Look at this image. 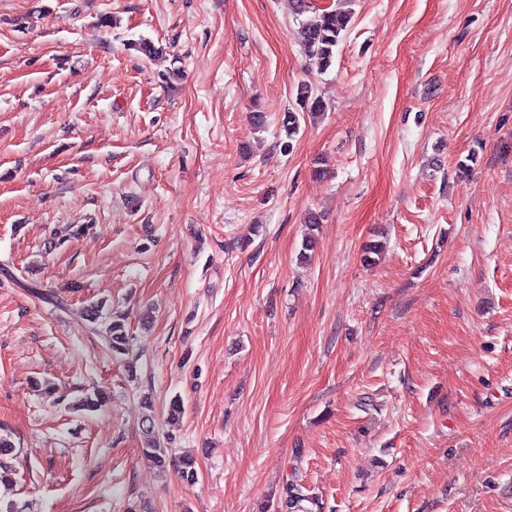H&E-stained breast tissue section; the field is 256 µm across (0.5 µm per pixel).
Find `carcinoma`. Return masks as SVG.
I'll return each mask as SVG.
<instances>
[{"mask_svg": "<svg viewBox=\"0 0 512 512\" xmlns=\"http://www.w3.org/2000/svg\"><path fill=\"white\" fill-rule=\"evenodd\" d=\"M295 13L306 15L303 21V52L306 57L318 62L321 70H328L335 59L336 47L342 41L350 22L346 13L314 10L309 0H292ZM324 101L313 95L312 88L301 84L296 92V108L288 111L282 118V128L286 136L291 138L300 129L301 122L311 119L325 111ZM103 306L99 303L91 304L87 308L88 321L98 330L104 347L116 358L127 354L130 346V337L124 319L114 316L104 320ZM106 403V395L95 390L77 401L75 408L83 411H97ZM143 409L144 446L141 448L142 456L146 461L159 468H165L171 463L168 449L162 447L154 426V410L150 397L143 396L141 400ZM315 505L314 497L305 493L301 484L290 482L283 488L281 507L288 512H312Z\"/></svg>", "mask_w": 512, "mask_h": 512, "instance_id": "obj_1", "label": "carcinoma"}]
</instances>
